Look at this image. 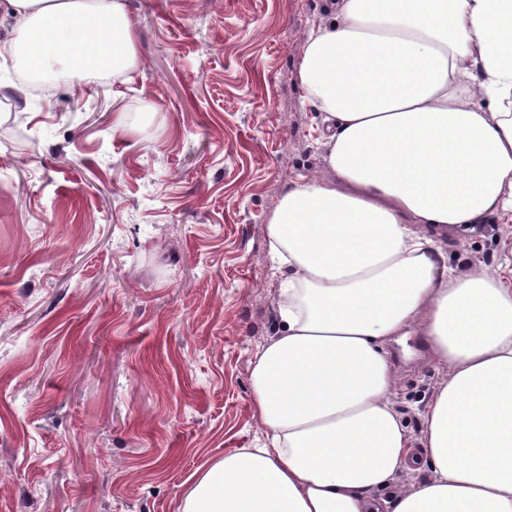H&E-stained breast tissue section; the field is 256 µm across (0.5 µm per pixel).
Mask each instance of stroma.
Returning <instances> with one entry per match:
<instances>
[{"label":"stroma","mask_w":512,"mask_h":512,"mask_svg":"<svg viewBox=\"0 0 512 512\" xmlns=\"http://www.w3.org/2000/svg\"><path fill=\"white\" fill-rule=\"evenodd\" d=\"M327 0H127L137 60L28 85L0 56V512H180L263 439L254 355L277 331L267 223L325 171L298 63ZM450 265L512 259L497 216ZM414 438L443 379L394 337Z\"/></svg>","instance_id":"35a3bbf8"}]
</instances>
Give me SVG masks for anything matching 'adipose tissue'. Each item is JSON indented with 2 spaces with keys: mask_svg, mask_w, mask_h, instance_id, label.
Listing matches in <instances>:
<instances>
[{
  "mask_svg": "<svg viewBox=\"0 0 512 512\" xmlns=\"http://www.w3.org/2000/svg\"><path fill=\"white\" fill-rule=\"evenodd\" d=\"M0 55L91 83L131 70L126 0H7ZM298 66L326 171L267 224L279 328L254 356L266 439L182 512H512V262L462 274L437 238L512 221V0H331ZM420 327L445 379L413 441L384 346ZM427 479L402 486L414 446Z\"/></svg>",
  "mask_w": 512,
  "mask_h": 512,
  "instance_id": "ef3b65f1",
  "label": "adipose tissue"
}]
</instances>
